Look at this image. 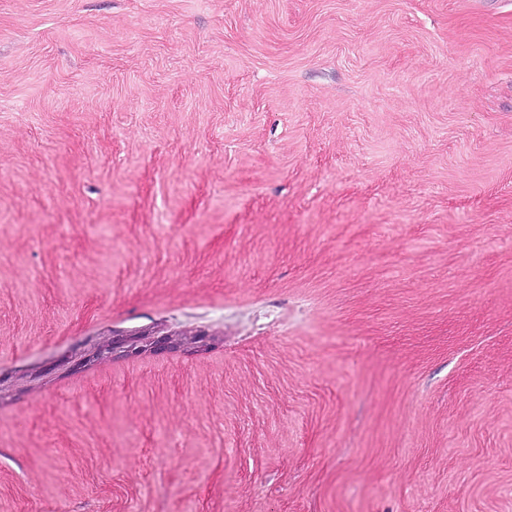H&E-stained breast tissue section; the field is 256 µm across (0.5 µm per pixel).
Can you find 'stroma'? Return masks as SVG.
I'll return each instance as SVG.
<instances>
[{
  "mask_svg": "<svg viewBox=\"0 0 512 512\" xmlns=\"http://www.w3.org/2000/svg\"><path fill=\"white\" fill-rule=\"evenodd\" d=\"M0 512H512V0H0Z\"/></svg>",
  "mask_w": 512,
  "mask_h": 512,
  "instance_id": "obj_1",
  "label": "stroma"
}]
</instances>
